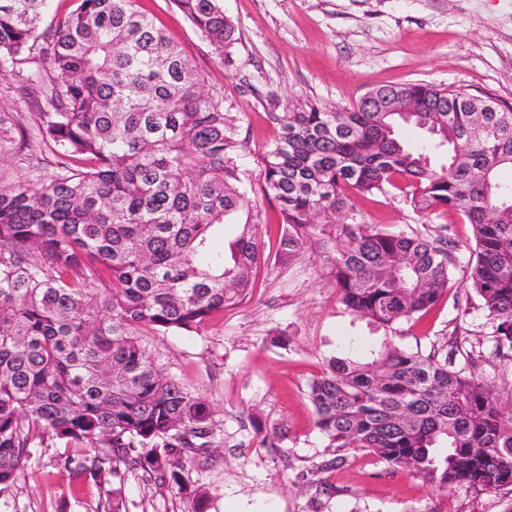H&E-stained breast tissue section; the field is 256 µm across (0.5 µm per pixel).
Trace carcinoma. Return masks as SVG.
Wrapping results in <instances>:
<instances>
[{"label":"carcinoma","instance_id":"obj_1","mask_svg":"<svg viewBox=\"0 0 512 512\" xmlns=\"http://www.w3.org/2000/svg\"><path fill=\"white\" fill-rule=\"evenodd\" d=\"M49 2L0 0V67L55 156L40 186H0V487L23 473L34 439L81 443L94 450L83 471L112 482V512H126L133 471L204 512L192 465L224 447V430L205 399L160 373L139 333H196L251 293L257 225L213 246L249 205L241 142L223 96L138 0H79L44 26ZM174 3L228 57L222 0ZM371 93L414 111L361 99L271 115L262 191L281 215L276 260L330 247L337 301L390 327L439 302L454 247L368 224L354 197L393 189L427 217L454 213L472 226L470 286L494 321L495 355L511 363L512 183L499 174L512 170V109L424 82ZM403 125L429 133L448 163L409 148ZM308 395L330 448L373 454L435 491L512 490V414L453 366L446 342L423 353L386 340L370 361L333 358Z\"/></svg>","mask_w":512,"mask_h":512}]
</instances>
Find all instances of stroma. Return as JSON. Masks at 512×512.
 Returning <instances> with one entry per match:
<instances>
[{
	"mask_svg": "<svg viewBox=\"0 0 512 512\" xmlns=\"http://www.w3.org/2000/svg\"><path fill=\"white\" fill-rule=\"evenodd\" d=\"M235 25L228 60L172 0H139L141 11L185 51L224 95V110L243 143L239 165L251 207L224 226L232 241L242 223L257 224L261 263L240 306L216 313L196 333L140 334L161 372L212 406L224 424V446L192 475L208 492L206 512H512V491L435 492L377 457L335 449L314 425L308 383L334 357L370 360L384 340L428 350L456 335L455 357L493 385L512 410V365L489 357L493 322L480 307L467 268L472 229L459 216L440 223L458 247L452 287L419 322L380 327L336 300L329 263L310 248L287 266L274 259L277 203L262 192L263 151L278 134L271 116L298 102L343 109L368 91L426 81L512 106V0H223ZM16 80L0 68V113L12 115L14 139L0 142V186L40 184L46 146ZM364 220L387 230H422L427 219L398 193L357 197ZM285 341L273 344L277 334ZM276 445L261 446V434ZM87 449L33 444L19 479L0 491V512H103L106 485L80 469ZM128 512H185L174 489L128 474Z\"/></svg>",
	"mask_w": 512,
	"mask_h": 512,
	"instance_id": "stroma-1",
	"label": "stroma"
}]
</instances>
